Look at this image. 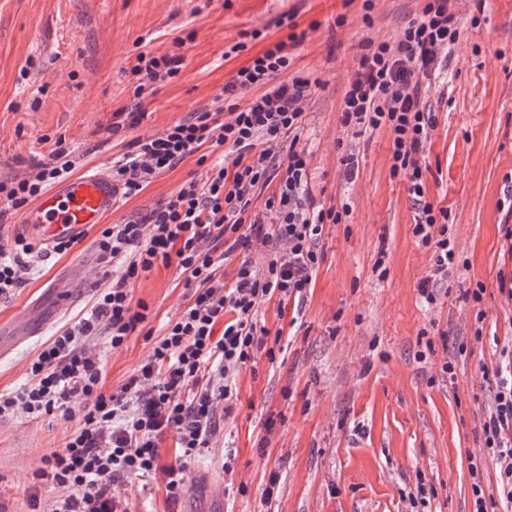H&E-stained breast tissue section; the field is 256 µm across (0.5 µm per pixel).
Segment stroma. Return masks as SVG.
I'll list each match as a JSON object with an SVG mask.
<instances>
[{
	"label": "stroma",
	"mask_w": 512,
	"mask_h": 512,
	"mask_svg": "<svg viewBox=\"0 0 512 512\" xmlns=\"http://www.w3.org/2000/svg\"><path fill=\"white\" fill-rule=\"evenodd\" d=\"M425 0H0V180L24 177L31 159H48L57 138L80 154V170H110L140 136L161 133L191 112L213 108L225 83L256 54L284 39L290 73L313 79L299 147L308 153L317 204L348 207L327 225L323 254L303 300L265 303L258 326L266 346L236 378L237 405L217 420L210 448L186 473L188 488L208 474L224 512H406L408 493L426 490L424 512H471V457L484 453L481 426L491 393L481 365L512 348V300L499 290L512 271V0H450L460 40L431 74L424 97L437 126L425 148L426 193L448 211L456 257L448 288L429 304L418 292L432 253L412 234L414 210L403 177L392 176L385 129L355 139L340 123L348 78L367 40L396 39ZM291 27L279 28L281 18ZM185 57L179 75L143 96L146 113L110 135L112 115L131 107L129 73L138 53ZM246 47L238 53L236 42ZM358 157L343 176L344 148ZM203 147L122 201L109 221L146 212L191 176L220 161ZM91 227L72 250L52 256L30 282L0 296V323L26 322L38 336L0 357V392L22 388L43 346L89 311L100 264ZM484 287L481 303L467 290ZM82 302L59 309L62 296ZM191 289L176 267L135 281L134 300L163 335ZM104 387L116 390L149 354L132 336L112 349L94 341ZM451 362L454 376L441 370ZM273 429H266L267 419ZM67 428L46 416L0 420V512H31L28 488L42 459L62 448ZM281 476L262 500L271 472ZM130 512H177L160 479L122 488Z\"/></svg>",
	"instance_id": "35a3bbf8"
}]
</instances>
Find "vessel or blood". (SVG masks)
Masks as SVG:
<instances>
[{
	"instance_id": "1",
	"label": "vessel or blood",
	"mask_w": 512,
	"mask_h": 512,
	"mask_svg": "<svg viewBox=\"0 0 512 512\" xmlns=\"http://www.w3.org/2000/svg\"><path fill=\"white\" fill-rule=\"evenodd\" d=\"M122 195L120 187L103 172L89 170L43 194L24 216L45 245L84 237L89 226L102 223ZM185 512H224V497L201 486L186 503Z\"/></svg>"
}]
</instances>
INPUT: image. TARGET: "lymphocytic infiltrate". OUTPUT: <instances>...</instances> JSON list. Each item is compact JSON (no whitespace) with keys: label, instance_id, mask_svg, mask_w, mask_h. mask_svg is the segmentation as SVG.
<instances>
[{"label":"lymphocytic infiltrate","instance_id":"lymphocytic-infiltrate-1","mask_svg":"<svg viewBox=\"0 0 512 512\" xmlns=\"http://www.w3.org/2000/svg\"><path fill=\"white\" fill-rule=\"evenodd\" d=\"M459 35L448 0H427L397 41L366 43L340 117L353 137L381 128L391 135V172L406 177L414 201L412 233L433 252L432 269L419 285L430 304L448 282L455 248L447 210L426 194L424 149L437 119L422 103V80L447 59ZM183 61L179 54L139 53L130 70L135 97L176 76ZM289 66L288 43L278 41L237 70L224 86L221 106L136 138L113 159L112 179L130 197L204 145L227 146L230 155L151 210L102 230L103 281L90 311L43 347L21 390L0 393V417L21 412L72 425L63 448L44 457L33 475L29 500L38 512H128L120 487L132 477H161L171 499H178L189 464L215 432L218 412L233 409L235 377L268 335L257 326L259 307L275 298H303L311 287L322 259L318 241L342 214L308 195V161L297 140L312 83L289 75ZM75 165L72 148L59 139L49 161L32 162L22 179L0 181V223L70 177ZM267 187L273 190L265 202L266 212L276 215L272 224L250 210L255 193ZM256 242L268 248L264 272L245 260L233 283L225 284L218 275L225 261ZM73 246L59 241L48 251L20 236L0 243V296L24 287L49 253ZM161 265L184 275L193 289L190 301L126 381L105 391L102 359L91 341L104 336L117 349L144 331L149 307L133 302L132 285ZM480 371L495 383L481 431L497 471V494H486L481 469L471 463L473 512H512V379L498 368ZM170 433L178 454L166 465L160 445Z\"/></svg>","mask_w":512,"mask_h":512}]
</instances>
